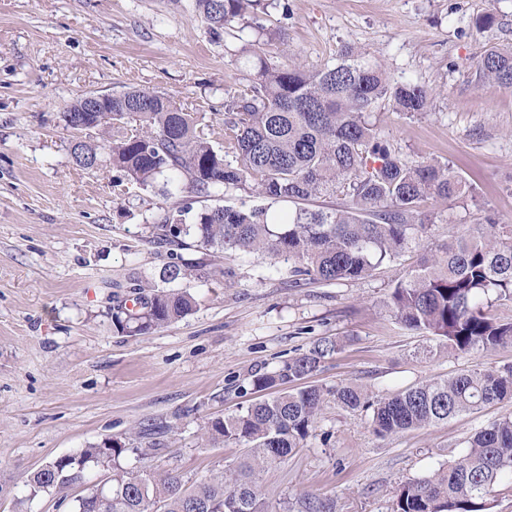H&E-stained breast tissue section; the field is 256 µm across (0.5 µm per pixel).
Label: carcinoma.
I'll return each instance as SVG.
<instances>
[{
  "instance_id": "cac0c4a2",
  "label": "carcinoma",
  "mask_w": 512,
  "mask_h": 512,
  "mask_svg": "<svg viewBox=\"0 0 512 512\" xmlns=\"http://www.w3.org/2000/svg\"><path fill=\"white\" fill-rule=\"evenodd\" d=\"M256 0H195V11L215 36L245 18ZM251 84L227 93L224 127L232 133L231 160L216 151L190 112L154 91L128 90L105 100L95 113L96 139L76 141L70 155L81 168L101 161L141 186L178 177L186 189H239L262 199L249 207L193 211L186 203L154 224L155 238L176 247L163 271L169 282L210 274V258L226 251L262 254L291 262L290 283H335L364 278L392 260L424 229L420 205L471 191L450 166L413 164L377 133L371 114L382 100L409 115L428 110L431 92L398 82L379 64L346 48L336 64L307 70L293 60L273 66L259 40L241 48ZM479 79L512 88V47H492L478 61ZM342 194L344 206L311 209L301 203ZM293 203L288 222H278L273 207ZM195 249L198 259L180 251ZM398 322L434 336L448 353L490 351L512 346V322L489 317L492 302H512V225L492 217L473 232L453 237L442 252L421 256L392 288ZM140 308L114 306L112 322L130 335L167 326L197 307L180 288L136 298ZM338 350L331 336L315 339L308 351L271 373L255 377L254 388L271 390L301 380ZM333 397L349 411L370 413L374 431L387 436L419 429L461 413L477 412L512 399V365L473 368L444 380L409 386L385 398L361 386L334 389L308 386L279 389L243 411L207 422L211 441L245 448L237 465L186 489L179 477L155 467L122 470L112 462L128 452L108 438L79 456L47 462L26 480L28 495L69 487L84 479L88 464L107 471L112 494L97 495L96 485L77 499V512H267L257 476L281 463L313 429ZM512 482V416L480 427L466 451L432 475L405 483L392 512H481L487 495L503 480ZM298 512H335L317 498L298 501Z\"/></svg>"
}]
</instances>
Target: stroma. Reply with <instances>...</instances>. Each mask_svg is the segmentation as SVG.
<instances>
[{"instance_id":"35a3bbf8","label":"stroma","mask_w":512,"mask_h":512,"mask_svg":"<svg viewBox=\"0 0 512 512\" xmlns=\"http://www.w3.org/2000/svg\"><path fill=\"white\" fill-rule=\"evenodd\" d=\"M194 0H0V512H72L84 485L29 497L46 462L112 437L132 469L147 463L185 487L231 468L243 449L203 439L206 422L261 399L252 381L306 352L320 336L338 351L306 382L349 383L386 397L413 384L512 364V347L450 355L399 324L392 285L422 253L494 216L512 225V88L485 85L484 49L512 46V0H270L256 14L271 63L314 70L351 46L391 76L432 89L428 112L381 103L372 119L410 161H437L473 187L429 199L425 231L373 275L291 286L289 265L225 253L207 279L178 280L195 311L131 336L112 322L134 284L166 288L170 248L153 226L168 210L256 204L236 189L207 194L142 187L102 163L76 166L66 106L89 94L146 89L194 113L212 144L228 148L224 97L249 85L237 51L251 40L214 37ZM494 12L498 22L477 31ZM512 415V400L433 426L382 437L365 413L328 404L315 429L258 482L269 512L312 495L336 512H391L399 488L464 453L477 428ZM152 447L148 459L136 451Z\"/></svg>"}]
</instances>
